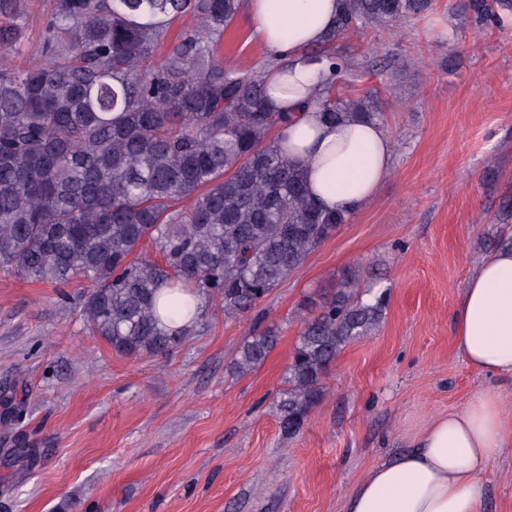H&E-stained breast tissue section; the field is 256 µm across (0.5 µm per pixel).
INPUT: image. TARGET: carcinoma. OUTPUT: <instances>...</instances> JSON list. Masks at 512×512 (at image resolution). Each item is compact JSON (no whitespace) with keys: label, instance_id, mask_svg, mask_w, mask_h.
<instances>
[{"label":"carcinoma","instance_id":"obj_1","mask_svg":"<svg viewBox=\"0 0 512 512\" xmlns=\"http://www.w3.org/2000/svg\"><path fill=\"white\" fill-rule=\"evenodd\" d=\"M240 0H56L53 35L37 61L0 64V269L65 287L88 282L91 333L127 357H165L205 317L253 308L336 228L303 170L268 140L288 115L266 102L264 68L238 71L214 43ZM505 0H468L479 23L501 22ZM434 0H343L334 32L308 54L334 80L355 68L341 36L430 13ZM195 24L159 62L167 25ZM21 0H0V59L23 54ZM318 99L336 123L379 120L374 95ZM154 244L158 258L143 254ZM343 272L336 292L302 325L279 402L280 424L300 432L325 396L322 377L352 340L381 321L385 295L359 293ZM202 299L198 305L196 299ZM277 343L252 334L230 366L243 374Z\"/></svg>","mask_w":512,"mask_h":512}]
</instances>
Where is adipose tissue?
<instances>
[{
	"label": "adipose tissue",
	"instance_id": "1",
	"mask_svg": "<svg viewBox=\"0 0 512 512\" xmlns=\"http://www.w3.org/2000/svg\"><path fill=\"white\" fill-rule=\"evenodd\" d=\"M240 8L252 38L282 60L264 75L269 106L288 115L278 147L304 170L317 204L360 209L391 172L392 141L375 121L324 122L313 100L332 70L306 55L333 28L341 0H241ZM452 321L455 350L474 370L512 378V248L473 266ZM511 447L501 397L477 392L433 418L409 451L371 469L354 487L348 512H484L481 477Z\"/></svg>",
	"mask_w": 512,
	"mask_h": 512
}]
</instances>
